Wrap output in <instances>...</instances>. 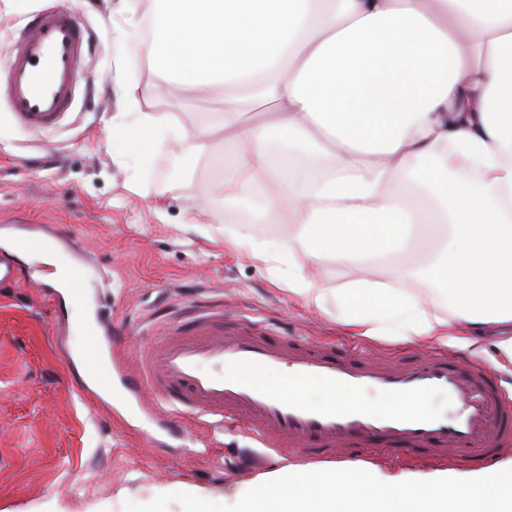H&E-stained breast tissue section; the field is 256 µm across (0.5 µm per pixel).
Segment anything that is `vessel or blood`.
I'll return each mask as SVG.
<instances>
[{
	"label": "vessel or blood",
	"mask_w": 512,
	"mask_h": 512,
	"mask_svg": "<svg viewBox=\"0 0 512 512\" xmlns=\"http://www.w3.org/2000/svg\"><path fill=\"white\" fill-rule=\"evenodd\" d=\"M1 53L6 66L0 96L16 119L37 129L60 123L74 106L84 61L77 20L61 9L44 11ZM54 243L51 236L21 229L8 246L16 253ZM117 342L112 324L97 320L86 328L82 358L97 390L108 395L117 389L135 402L145 390L155 391L149 418L172 434L182 414L231 421L263 444L254 457L262 467L274 456L338 461L379 446L488 465L512 447V402L471 359L439 353L429 359L406 355L393 363L342 353L328 343L226 326L209 310L164 321L139 350L135 371L114 359ZM228 365L236 368L235 376H225ZM271 372L281 374L285 389L266 382ZM311 386L327 394L324 405L301 397V389ZM367 390L378 395L381 407L352 405ZM431 394L452 404L448 416L408 409V402Z\"/></svg>",
	"instance_id": "vessel-or-blood-1"
}]
</instances>
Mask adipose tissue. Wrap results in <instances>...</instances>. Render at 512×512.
Masks as SVG:
<instances>
[{
  "label": "adipose tissue",
  "mask_w": 512,
  "mask_h": 512,
  "mask_svg": "<svg viewBox=\"0 0 512 512\" xmlns=\"http://www.w3.org/2000/svg\"><path fill=\"white\" fill-rule=\"evenodd\" d=\"M151 17L142 51L157 75L224 92L218 127L177 171L232 169L200 210L259 196L253 223L294 217L279 246L235 239L288 261L292 293L325 308L311 271L331 261L354 270L339 291L350 324L383 317L369 335L444 336L424 281L467 328L512 325V0H152ZM180 130L168 112L112 117L113 144L144 165ZM303 154L331 158L330 173L312 180ZM419 246L420 266L400 262Z\"/></svg>",
  "instance_id": "obj_1"
}]
</instances>
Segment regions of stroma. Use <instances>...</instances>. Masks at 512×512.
Returning <instances> with one entry per match:
<instances>
[{
  "instance_id": "obj_1",
  "label": "stroma",
  "mask_w": 512,
  "mask_h": 512,
  "mask_svg": "<svg viewBox=\"0 0 512 512\" xmlns=\"http://www.w3.org/2000/svg\"><path fill=\"white\" fill-rule=\"evenodd\" d=\"M57 7L86 30L79 94L50 132L24 127L0 99V225L52 224L78 242L92 262L84 270L86 299H98L101 313L122 325L117 350L129 368L146 342L142 327L197 303L340 351L392 360L408 353L467 356L512 400V365H501L496 336H471L458 321L442 339L361 335L343 323L348 308L331 303L321 312L290 293L287 263L258 261L230 244L248 232L280 240L289 225H253L216 209L187 227L198 200L224 175L206 168L177 183L172 158L198 126L215 123L223 95L200 97L162 80L138 46L114 43L112 25L125 16L124 0H0V50L33 14ZM120 83L139 85L138 103L116 94ZM136 107L172 113L183 126L182 138L168 141L146 167L118 153L106 131L114 113ZM15 264L18 282L0 288V512H124L125 501L146 504L186 491L220 503L260 476L249 462L225 459V449L252 445L234 429L215 430L186 414V449L164 448L154 446L145 415L127 409L119 422L95 411L78 387L84 301L61 294L54 266L20 258ZM365 463L384 480L437 471L472 478L481 471L390 449L374 451Z\"/></svg>"
}]
</instances>
